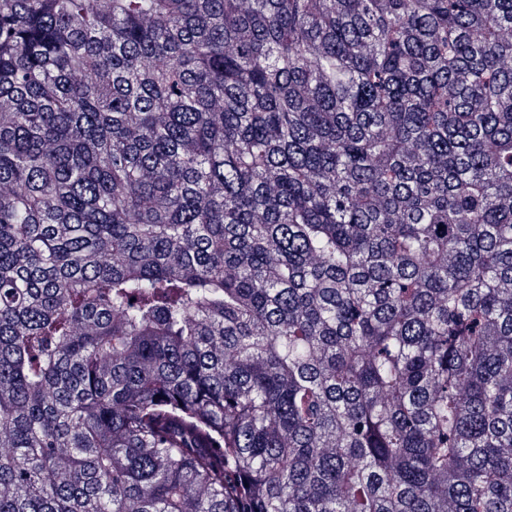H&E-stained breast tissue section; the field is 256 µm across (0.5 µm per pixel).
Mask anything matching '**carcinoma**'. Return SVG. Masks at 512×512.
I'll return each instance as SVG.
<instances>
[{"mask_svg":"<svg viewBox=\"0 0 512 512\" xmlns=\"http://www.w3.org/2000/svg\"><path fill=\"white\" fill-rule=\"evenodd\" d=\"M512 0H0V512H512Z\"/></svg>","mask_w":512,"mask_h":512,"instance_id":"1","label":"carcinoma"}]
</instances>
